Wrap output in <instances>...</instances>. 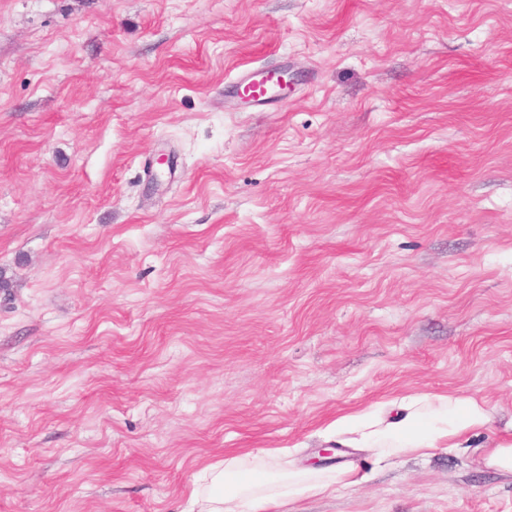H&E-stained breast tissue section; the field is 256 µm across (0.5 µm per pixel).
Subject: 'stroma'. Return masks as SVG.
<instances>
[{
	"label": "stroma",
	"instance_id": "1",
	"mask_svg": "<svg viewBox=\"0 0 512 512\" xmlns=\"http://www.w3.org/2000/svg\"><path fill=\"white\" fill-rule=\"evenodd\" d=\"M0 271V512L292 447L367 479L287 512H512L481 455L320 437L423 392L512 432V0H0ZM236 85L244 95L267 105L268 98L279 91V75L246 71L239 74Z\"/></svg>",
	"mask_w": 512,
	"mask_h": 512
}]
</instances>
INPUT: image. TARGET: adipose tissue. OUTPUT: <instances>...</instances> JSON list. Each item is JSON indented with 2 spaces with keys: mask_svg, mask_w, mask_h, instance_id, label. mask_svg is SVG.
<instances>
[{
  "mask_svg": "<svg viewBox=\"0 0 512 512\" xmlns=\"http://www.w3.org/2000/svg\"><path fill=\"white\" fill-rule=\"evenodd\" d=\"M491 427L492 416L482 401L418 393L339 416L326 427L325 438L389 462L439 449L468 452L470 433ZM201 479L194 500L198 512H269L284 501L356 483L353 467L346 464L319 471L291 468L259 477L242 470L235 458L208 467Z\"/></svg>",
  "mask_w": 512,
  "mask_h": 512,
  "instance_id": "1",
  "label": "adipose tissue"
}]
</instances>
